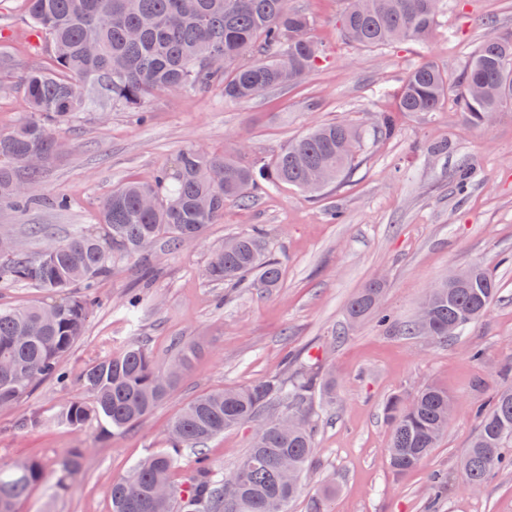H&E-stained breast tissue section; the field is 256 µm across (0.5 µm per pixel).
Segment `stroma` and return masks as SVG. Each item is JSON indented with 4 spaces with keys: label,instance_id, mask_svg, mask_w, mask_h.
<instances>
[{
    "label": "stroma",
    "instance_id": "obj_1",
    "mask_svg": "<svg viewBox=\"0 0 512 512\" xmlns=\"http://www.w3.org/2000/svg\"><path fill=\"white\" fill-rule=\"evenodd\" d=\"M307 13L327 59L300 82L266 91L245 104L224 100L222 86L160 93L149 119L98 105L56 135L62 144L46 166L38 202L0 205V238L37 255L47 240L97 229L98 211L123 182L152 181L190 145L249 161L269 159L312 126L373 122L391 111L405 72L421 62L458 73L491 35L512 37V0H447L426 43L366 49L343 40L336 17L343 0H289ZM44 37L26 22V0H0V79L16 81L50 66ZM397 133L368 144L346 179L309 198L288 185L259 195L247 208L229 203L202 240L174 252L155 247L153 281L139 279L140 262L120 263L100 278L97 305L83 338L62 360L66 386L40 383L24 400L0 408V465L37 461L46 468L16 512H112L109 487L143 456L165 447L169 426L195 396L279 373L286 352L313 355L336 379V401L314 398L316 464L302 480L289 512H512V470L492 473L476 489L462 487L458 464L478 428L476 409L512 382V110L488 127L465 126L455 95L425 114H397ZM447 141V153L432 143ZM473 173L459 186L461 164ZM69 200L56 205L58 196ZM340 211L331 220V211ZM47 240L31 239V225ZM262 226L282 268L278 287L232 288L207 280L203 268L225 237ZM479 263L498 280L487 314L457 339L434 343L403 333L428 291L450 270ZM384 282L382 310L393 320L346 326V304L372 279ZM140 305L128 311L129 293ZM136 341L158 365L179 344L195 346L187 375L144 421L116 435L51 422L96 357ZM435 384L447 389L455 413L438 447L420 467L395 476L388 465L390 427L383 406ZM41 425L19 429L21 419ZM250 429L225 430L205 454L221 474L247 450ZM82 455L78 475L58 486L56 462ZM331 479L333 496L319 484Z\"/></svg>",
    "mask_w": 512,
    "mask_h": 512
}]
</instances>
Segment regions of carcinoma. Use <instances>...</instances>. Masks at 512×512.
I'll use <instances>...</instances> for the list:
<instances>
[{
	"instance_id": "carcinoma-1",
	"label": "carcinoma",
	"mask_w": 512,
	"mask_h": 512,
	"mask_svg": "<svg viewBox=\"0 0 512 512\" xmlns=\"http://www.w3.org/2000/svg\"><path fill=\"white\" fill-rule=\"evenodd\" d=\"M28 22L48 39L51 67L33 69L21 87L30 111L10 131L0 133V204L36 199L42 167L58 153L56 127L71 122L96 101L144 115L150 98L161 92L200 90L224 83V100L247 103L254 90L294 84L324 60L322 45L310 35L308 15L288 0H27ZM445 0H346L337 18L342 37L362 47L427 41ZM456 89L462 121L470 127L491 124L488 114L512 108V39L490 36L454 76L431 62L409 69L402 78L395 111L434 112L449 88ZM394 115L385 112L372 129L341 120L312 127L271 160L244 162L198 147L184 148L174 168L150 183L127 181L112 191L99 213L100 233L76 231L53 242L37 257L19 246L0 252V283H25L50 294H65L51 304L0 307V407L26 398L42 380L66 381L60 363L84 335L95 307L96 280L116 262L143 255L146 241L178 251L200 241L207 227L224 215V204L251 205L253 195L290 185L316 196L317 179L331 183L351 170L370 138L390 139ZM234 244L214 252L205 268L211 281L239 286L258 274L257 284L274 288L280 264L270 256L263 228L232 237ZM459 283L443 280L426 296L428 310L405 326L409 336L429 334L446 341L448 322L463 329L478 321L498 298V283L480 264L468 267ZM80 284L82 293L69 289ZM383 288L375 281L347 305L356 326L377 317ZM195 349L182 348L167 368L131 342L97 357L85 369L83 396L69 399L51 420L81 430L93 425L103 435L142 421L169 396L188 370ZM283 366L293 371L246 386L203 393L188 402L170 425V451L138 461L110 488L112 512H288L301 491V476L314 462L313 426L304 406L315 392L336 398L330 373L312 362L297 363L287 353ZM448 391L427 385L413 396H394L384 407L391 427L389 466L403 476L431 454L448 429ZM478 431L460 461V478L480 487L489 475L512 467V386L476 409ZM260 420L263 430L250 437L248 451L220 478L203 453L204 445L225 430ZM198 452L197 465L184 483L169 480L176 452ZM65 481L78 474L80 454L57 462ZM45 475L38 462L0 467V512L16 504Z\"/></svg>"
}]
</instances>
